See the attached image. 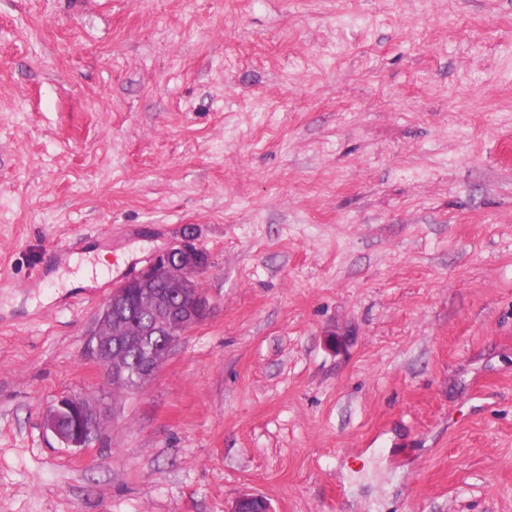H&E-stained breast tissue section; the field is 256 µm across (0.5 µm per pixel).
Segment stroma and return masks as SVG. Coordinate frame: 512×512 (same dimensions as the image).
I'll return each instance as SVG.
<instances>
[{
	"instance_id": "35a3bbf8",
	"label": "stroma",
	"mask_w": 512,
	"mask_h": 512,
	"mask_svg": "<svg viewBox=\"0 0 512 512\" xmlns=\"http://www.w3.org/2000/svg\"><path fill=\"white\" fill-rule=\"evenodd\" d=\"M185 235L209 314L113 388L96 318ZM243 492L512 512V0H0V512ZM106 407L79 395L58 398L48 409L45 426L71 448H91L98 440Z\"/></svg>"
}]
</instances>
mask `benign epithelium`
Returning <instances> with one entry per match:
<instances>
[{"label": "benign epithelium", "mask_w": 512, "mask_h": 512, "mask_svg": "<svg viewBox=\"0 0 512 512\" xmlns=\"http://www.w3.org/2000/svg\"><path fill=\"white\" fill-rule=\"evenodd\" d=\"M205 255L183 241L154 254L139 271L112 290L87 342V351L112 382L134 375L140 390L157 372L175 344L209 310L198 286ZM106 407L79 395L58 398L45 426L71 448L98 440Z\"/></svg>", "instance_id": "1"}]
</instances>
